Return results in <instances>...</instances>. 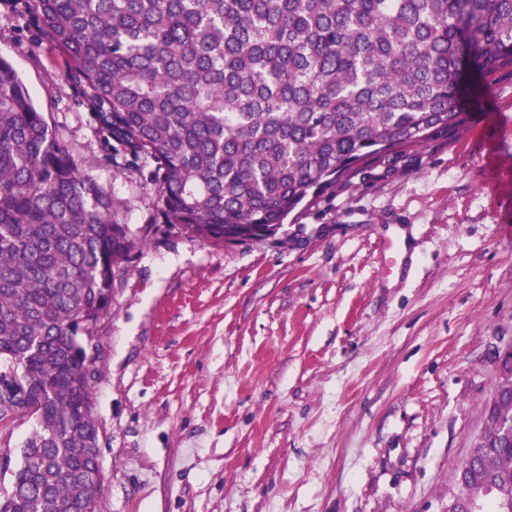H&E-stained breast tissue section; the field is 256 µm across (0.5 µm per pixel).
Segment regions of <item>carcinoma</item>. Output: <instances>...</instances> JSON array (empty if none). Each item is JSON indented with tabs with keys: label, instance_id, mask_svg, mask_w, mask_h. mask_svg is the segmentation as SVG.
I'll return each instance as SVG.
<instances>
[{
	"label": "carcinoma",
	"instance_id": "cac0c4a2",
	"mask_svg": "<svg viewBox=\"0 0 512 512\" xmlns=\"http://www.w3.org/2000/svg\"><path fill=\"white\" fill-rule=\"evenodd\" d=\"M112 162L149 167L157 224L237 245L401 146L464 120L467 70L512 65V0H32ZM137 242L112 194L0 59V512H90L103 476L85 347ZM512 354L462 495L512 512Z\"/></svg>",
	"mask_w": 512,
	"mask_h": 512
}]
</instances>
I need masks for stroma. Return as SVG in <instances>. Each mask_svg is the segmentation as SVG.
<instances>
[{
    "label": "stroma",
    "instance_id": "1",
    "mask_svg": "<svg viewBox=\"0 0 512 512\" xmlns=\"http://www.w3.org/2000/svg\"><path fill=\"white\" fill-rule=\"evenodd\" d=\"M0 58L139 242L93 329L97 512H448L512 344V66L471 72L459 128L225 246L143 239L159 197L24 0Z\"/></svg>",
    "mask_w": 512,
    "mask_h": 512
}]
</instances>
